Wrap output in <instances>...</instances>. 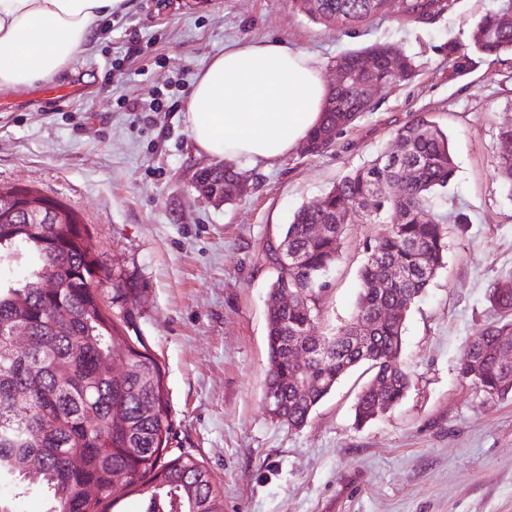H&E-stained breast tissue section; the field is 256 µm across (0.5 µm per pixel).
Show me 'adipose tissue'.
I'll list each match as a JSON object with an SVG mask.
<instances>
[{
    "instance_id": "1",
    "label": "adipose tissue",
    "mask_w": 512,
    "mask_h": 512,
    "mask_svg": "<svg viewBox=\"0 0 512 512\" xmlns=\"http://www.w3.org/2000/svg\"><path fill=\"white\" fill-rule=\"evenodd\" d=\"M123 0H0V89L57 74L82 52L98 21ZM321 68L279 41L241 42L196 80L186 122L199 152L270 165L296 149L326 101Z\"/></svg>"
}]
</instances>
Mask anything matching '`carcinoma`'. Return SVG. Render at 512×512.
Here are the masks:
<instances>
[{"mask_svg":"<svg viewBox=\"0 0 512 512\" xmlns=\"http://www.w3.org/2000/svg\"><path fill=\"white\" fill-rule=\"evenodd\" d=\"M298 11L324 25L351 28L368 22L387 0H293ZM454 0H410L407 13L427 20L449 10ZM512 11V0L479 22L487 34L469 52L448 42V63L455 73L470 71L475 56L498 57L512 52V26L500 17ZM369 53L382 56L375 70L339 82L327 96L319 125L307 140L311 154L326 152L334 141L329 130L342 135L367 112L361 103L363 87L386 83L398 66L406 79L417 72L411 55L392 44L352 50L342 56L349 71ZM403 154L389 162L381 156L344 176L322 196L319 208L301 206L285 225L278 245L298 257L294 267L277 269L272 287L288 290L305 304L288 310L267 311L269 375L265 395L279 399L270 414L290 428L303 426L310 414L332 392L336 377L368 365L382 380L379 393L361 392L355 404V423L362 425L378 401L396 405L405 396L409 378L400 363L406 315L398 300L406 292L419 297L444 265L448 249L444 219L428 210L430 196L453 179L455 167L447 134L427 114L417 116L397 132ZM413 176L396 197L380 187L397 180L403 168ZM245 178L230 166L195 177L197 189L209 195L230 194L233 182ZM44 204L48 224L28 223L24 198ZM363 218L388 219L387 235L367 245V261L360 271L361 288L356 316L373 323L370 346L362 351L350 344L343 330L319 336L313 326L321 314L325 275L340 257L346 226ZM313 224L331 225L326 236L309 232ZM30 257L36 265L23 282L0 279V485L12 495L0 496V512H19L21 500L32 490L45 499L46 512H104L101 505L115 502L118 490L140 482L150 485L141 512H224V499L203 462L188 452L167 457L172 421L161 369L141 340L129 342L101 306L102 286L113 280L95 251L87 225L59 201L13 186L0 188V266ZM405 268L410 277L393 283L385 293L372 287L381 268L372 258ZM55 272L57 288L35 287L42 271ZM491 305L504 316L512 314V281L495 285ZM391 309L399 316L381 319ZM20 329L28 346L18 351L10 334ZM300 336H292L293 330ZM295 345L310 352L320 346L321 361L307 363L317 386L302 395L294 388L291 368ZM512 346V320L501 321L475 337L467 348L460 373L471 370L474 383L487 395L512 396V376L497 362V352ZM35 473L38 484L28 481Z\"/></svg>","mask_w":512,"mask_h":512,"instance_id":"carcinoma-1","label":"carcinoma"}]
</instances>
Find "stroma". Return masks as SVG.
I'll return each instance as SVG.
<instances>
[{"mask_svg": "<svg viewBox=\"0 0 512 512\" xmlns=\"http://www.w3.org/2000/svg\"><path fill=\"white\" fill-rule=\"evenodd\" d=\"M405 0L344 32L293 0H125L56 76L0 89V186L61 201L87 224L111 274L138 283L110 310L158 362L172 420L170 453L210 470L224 512H512V399L461 377L467 344L497 320L487 294L512 280V187L497 175L499 132L512 125V55L451 75L448 44L472 48L498 0H456L417 23ZM280 40L313 56L326 82L350 50L393 43L419 68L379 90L364 116L320 155L296 148L273 166L239 163L245 195L214 204L185 105L197 76L235 42ZM79 88L71 97L54 89ZM139 111H130L131 102ZM421 112L447 133L456 168L431 199L448 221V252L404 323L405 398L364 426L354 404L370 379L344 376L293 429L264 403L266 314L276 270L266 253L302 205L393 151ZM388 224H350L314 332L355 320L367 241Z\"/></svg>", "mask_w": 512, "mask_h": 512, "instance_id": "35a3bbf8", "label": "stroma"}]
</instances>
